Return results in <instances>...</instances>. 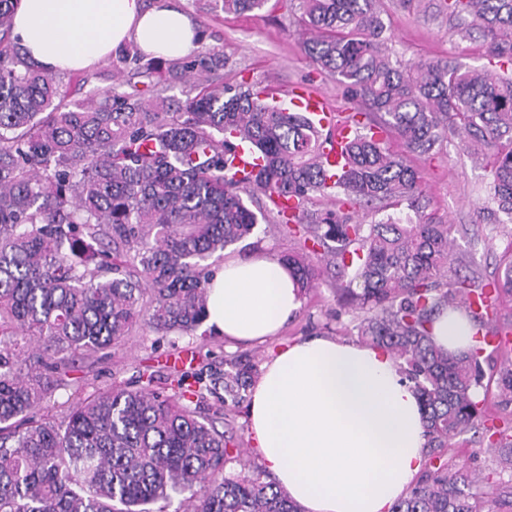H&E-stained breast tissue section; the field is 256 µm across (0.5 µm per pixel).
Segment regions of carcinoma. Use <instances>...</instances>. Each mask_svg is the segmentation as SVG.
I'll return each instance as SVG.
<instances>
[{
    "label": "carcinoma",
    "instance_id": "obj_1",
    "mask_svg": "<svg viewBox=\"0 0 512 512\" xmlns=\"http://www.w3.org/2000/svg\"><path fill=\"white\" fill-rule=\"evenodd\" d=\"M20 0H0V512H163L152 505L190 492L189 512H301L276 483L234 459L230 441L187 405L205 396L183 376L165 395L108 387L58 417L44 411L70 386L78 360L123 341L144 323L194 333L206 317L205 261L253 237L270 211L302 236L281 255L301 291L329 271L368 308L356 325L387 349L425 412L429 448H446L479 425L483 348L453 355L431 340L434 315L460 309L483 334L496 302L512 294V259L484 281L454 267L449 225L429 214L375 224L363 210L414 206L421 176L410 155L458 134L462 149L489 156L488 219L512 224V78L448 59L392 60L378 0H297L312 62L350 93L355 112L346 158L331 171L321 131L304 112L272 104L252 84L207 80L174 105L115 93L63 102L53 77L11 51ZM224 12L266 0H222ZM466 34L480 29L501 66L512 65V0H443ZM222 65L217 54L186 66ZM396 135L405 151L389 150ZM244 143L261 159L233 165ZM337 208L311 210L315 197ZM296 200L285 211L279 200ZM477 297L487 304L466 305ZM224 393L236 399L253 369L227 362ZM474 474L428 456L420 480L391 512H512V491L483 501Z\"/></svg>",
    "mask_w": 512,
    "mask_h": 512
}]
</instances>
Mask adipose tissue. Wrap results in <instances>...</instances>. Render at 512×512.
Returning <instances> with one entry per match:
<instances>
[{
  "label": "adipose tissue",
  "instance_id": "adipose-tissue-1",
  "mask_svg": "<svg viewBox=\"0 0 512 512\" xmlns=\"http://www.w3.org/2000/svg\"><path fill=\"white\" fill-rule=\"evenodd\" d=\"M13 33L49 72L87 69L127 41L180 59L199 46L179 8L143 0H20ZM301 295L274 254L231 257L207 285L206 328L261 344L299 312ZM434 343L452 352L475 345L463 314L441 313ZM250 432L263 463L304 512H391L427 456L423 410L385 349L317 337L279 350L256 380Z\"/></svg>",
  "mask_w": 512,
  "mask_h": 512
}]
</instances>
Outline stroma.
Instances as JSON below:
<instances>
[{"mask_svg":"<svg viewBox=\"0 0 512 512\" xmlns=\"http://www.w3.org/2000/svg\"><path fill=\"white\" fill-rule=\"evenodd\" d=\"M177 4L199 31V55L218 52L227 59L225 66L210 73V80L231 85L261 83L282 91L301 85L320 95L338 115L351 112L345 88L317 69L304 52L306 33L297 22L290 0H267L261 10L244 15L225 13L221 0H177ZM380 6L386 25L385 43L403 60L442 58L479 70L488 67V40L481 31L461 36L455 20L433 6L409 8L402 0H380ZM152 67V76L139 75L134 63H122L113 53L89 69L59 71L55 78L69 102L85 100L92 94L102 100L116 92L136 90L148 98L160 94L176 101L194 95L193 80L184 73L181 60L156 57ZM413 161L422 175V204L427 212L453 224L455 252L465 265L482 279H493L506 256L512 254V236L483 217L487 159L462 150L458 138L452 135L440 150L414 156ZM298 247V238L273 220L260 224L250 245L229 246L211 263L218 268L224 259L244 256L251 250L266 248L281 255ZM363 316V311L342 298L339 282L326 274L304 294L299 314L282 334L264 344H234L203 328L191 335H164L141 326L120 344L99 353L95 361L80 363L70 374L71 387L57 392L54 402L70 406L110 386L136 389L149 384L160 390L177 375L222 372L230 358L259 369L280 349L301 339L332 336L357 341L356 326ZM493 327L500 330L503 343L483 356L484 388L480 397L488 427L465 430L440 451L449 467L464 465L478 474L479 481L471 491L479 497L501 492L512 482V469L503 468V451L495 447L489 432L490 426L512 422V402L504 400L499 391L501 378L512 371V295L499 298ZM249 399V392H242L235 401L219 389L208 394L199 412L232 438L231 451L236 459L226 464L225 474L238 473L241 462L246 461L268 481L272 475L266 472L249 434Z\"/></svg>","mask_w":512,"mask_h":512,"instance_id":"1","label":"stroma"}]
</instances>
